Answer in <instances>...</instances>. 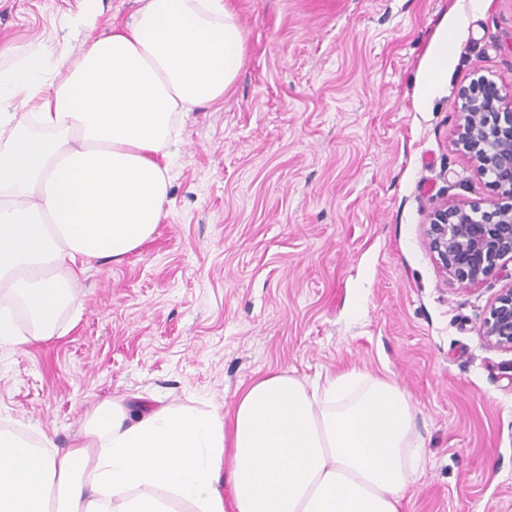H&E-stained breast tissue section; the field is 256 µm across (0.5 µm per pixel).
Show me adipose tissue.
Segmentation results:
<instances>
[{
  "label": "adipose tissue",
  "instance_id": "adipose-tissue-1",
  "mask_svg": "<svg viewBox=\"0 0 512 512\" xmlns=\"http://www.w3.org/2000/svg\"><path fill=\"white\" fill-rule=\"evenodd\" d=\"M86 2L79 55L18 47L0 70V344L54 336L86 263L154 235L184 115L223 103L244 63L233 0H140L101 35ZM461 33L432 43L421 100ZM414 420L394 380L355 368L310 387L267 372L228 415L104 401L63 451L0 430V512H400L423 474Z\"/></svg>",
  "mask_w": 512,
  "mask_h": 512
}]
</instances>
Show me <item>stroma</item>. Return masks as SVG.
Masks as SVG:
<instances>
[{"instance_id":"35a3bbf8","label":"stroma","mask_w":512,"mask_h":512,"mask_svg":"<svg viewBox=\"0 0 512 512\" xmlns=\"http://www.w3.org/2000/svg\"><path fill=\"white\" fill-rule=\"evenodd\" d=\"M234 0L246 62L184 119L169 203L122 262L90 261L59 335L0 345V426L69 448L93 407L231 410L274 370L398 382L424 475L401 512H512V352L479 325L512 280L463 285L423 234L440 200L496 196L452 146L460 90L512 92V0ZM82 0H0V69L67 42ZM465 15L443 92L426 52Z\"/></svg>"}]
</instances>
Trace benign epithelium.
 <instances>
[{
	"label": "benign epithelium",
	"mask_w": 512,
	"mask_h": 512,
	"mask_svg": "<svg viewBox=\"0 0 512 512\" xmlns=\"http://www.w3.org/2000/svg\"><path fill=\"white\" fill-rule=\"evenodd\" d=\"M479 75L459 95L462 104L453 145L489 179L497 197L486 208L437 203L425 225L430 251L461 284L493 274L512 277V95L488 94ZM479 332L489 345L512 351V288L492 302Z\"/></svg>",
	"instance_id": "obj_1"
}]
</instances>
